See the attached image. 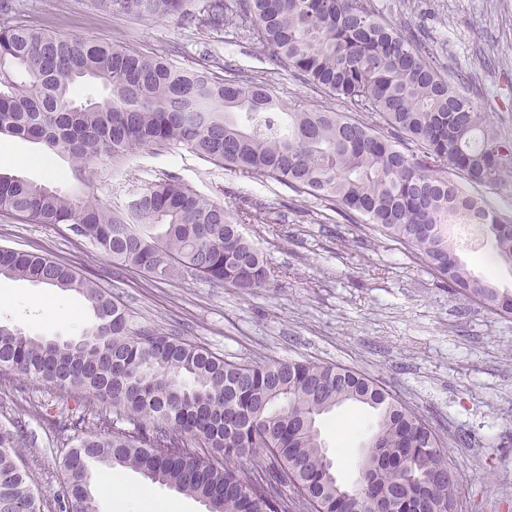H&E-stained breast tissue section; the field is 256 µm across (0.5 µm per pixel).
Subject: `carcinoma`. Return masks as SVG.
<instances>
[{"mask_svg": "<svg viewBox=\"0 0 512 512\" xmlns=\"http://www.w3.org/2000/svg\"><path fill=\"white\" fill-rule=\"evenodd\" d=\"M139 18L182 16L192 0H99ZM0 0V134L116 173L137 149L184 148L248 177H266L330 204L348 223L421 255L454 294L512 315V293L475 276L456 252L452 224H472L512 267V219L488 197L512 188V135L442 76L431 52L377 17L367 0H205L199 25L231 19L282 69L349 103L356 115L285 103L262 81L220 75L201 57L161 56L12 24ZM100 86L102 97L85 93ZM0 215L63 224L112 261L158 280L186 275L252 294L271 271L243 226L253 204L211 201L169 176L118 208L0 172ZM0 276L84 297L92 324L75 341L0 323V370L67 394L112 403L117 422L77 438L63 460L55 512H98L91 470L131 468L201 500L208 512H453L457 480L429 423L377 380L333 363L231 362L179 336L133 326L127 309L75 268L0 249ZM351 403L375 422L364 443L386 464L357 504L336 491L318 427ZM200 439L213 455L189 449ZM21 426L0 424V512H42L21 463ZM291 488L295 497L285 494Z\"/></svg>", "mask_w": 512, "mask_h": 512, "instance_id": "1", "label": "carcinoma"}]
</instances>
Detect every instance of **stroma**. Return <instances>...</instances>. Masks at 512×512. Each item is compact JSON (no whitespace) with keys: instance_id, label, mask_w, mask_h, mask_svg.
Here are the masks:
<instances>
[{"instance_id":"1","label":"stroma","mask_w":512,"mask_h":512,"mask_svg":"<svg viewBox=\"0 0 512 512\" xmlns=\"http://www.w3.org/2000/svg\"><path fill=\"white\" fill-rule=\"evenodd\" d=\"M14 19L71 38L128 44L190 65L210 54L224 72L261 78L284 101L349 106L277 66L235 24L209 32L177 17L115 15L94 0H15ZM400 32L432 48L436 63L480 111L512 135V0H368ZM0 169L62 190L75 186L68 161L42 160L38 145L0 135ZM89 191L119 206L174 174L199 194L227 205L264 207L245 227L272 278L251 295L188 277L157 281L112 262L65 226L0 217V248L69 264L128 309L134 325L173 333L232 361L330 362L373 377L426 418L444 440L457 479L454 512H512V317L451 296L412 249L366 224L334 223L324 202L269 178L246 177L179 148L131 155L122 174L97 164ZM476 276L512 290V271L494 261L490 242L459 249ZM46 288L0 278V321L26 333L80 337L92 320L84 300L55 291L51 309L36 305ZM68 401L53 385L0 376V424L22 423V460L33 489L52 497L62 460L78 433L111 420L110 404L88 400L78 431L59 430ZM371 418L345 405L323 416L322 437L341 482L356 477Z\"/></svg>"}]
</instances>
